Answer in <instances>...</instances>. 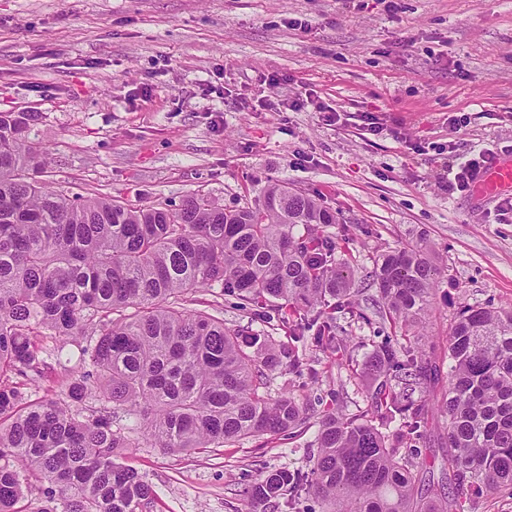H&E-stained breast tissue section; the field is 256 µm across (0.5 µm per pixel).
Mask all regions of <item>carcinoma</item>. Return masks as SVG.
I'll return each instance as SVG.
<instances>
[{
  "label": "carcinoma",
  "mask_w": 512,
  "mask_h": 512,
  "mask_svg": "<svg viewBox=\"0 0 512 512\" xmlns=\"http://www.w3.org/2000/svg\"><path fill=\"white\" fill-rule=\"evenodd\" d=\"M38 120L0 112V512H140L155 494L125 464L129 448L183 453L304 433L301 399L270 386L284 365L303 371L299 343L339 347L335 313L353 307L354 275L327 232L338 213L279 182L235 208L198 193L175 207L71 195L39 179ZM439 273L424 241L379 255L369 278L382 315L424 327ZM201 288L279 313L288 342L186 309ZM49 357L74 381L63 397L46 388L33 399ZM448 362L435 413L432 357L375 346L363 370L376 383L373 415H324L307 469L260 472L248 512L272 500L298 512L311 493L322 512H471L481 497L512 495V307L463 308ZM435 416L446 465L418 489L410 444Z\"/></svg>",
  "instance_id": "1"
}]
</instances>
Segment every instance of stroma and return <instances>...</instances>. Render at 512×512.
Here are the masks:
<instances>
[{
  "instance_id": "1",
  "label": "stroma",
  "mask_w": 512,
  "mask_h": 512,
  "mask_svg": "<svg viewBox=\"0 0 512 512\" xmlns=\"http://www.w3.org/2000/svg\"><path fill=\"white\" fill-rule=\"evenodd\" d=\"M0 112L39 114L44 179L73 194L233 207L285 182L338 212L336 256L358 279L425 239L441 273L421 347L440 364L463 307L512 305V187L446 185L473 150L512 162V0H0ZM377 300L360 286L340 350L307 348L315 376L275 373L272 395L304 400V434L129 449L155 490L142 512H245L259 468L307 465L325 412L369 410L360 372L390 334ZM187 306L285 336L216 289Z\"/></svg>"
}]
</instances>
